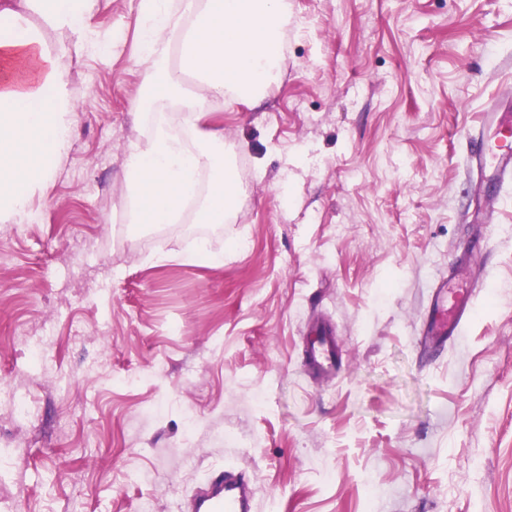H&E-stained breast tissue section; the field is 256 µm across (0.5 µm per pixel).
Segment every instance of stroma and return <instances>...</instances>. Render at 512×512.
Instances as JSON below:
<instances>
[{
  "label": "stroma",
  "mask_w": 512,
  "mask_h": 512,
  "mask_svg": "<svg viewBox=\"0 0 512 512\" xmlns=\"http://www.w3.org/2000/svg\"><path fill=\"white\" fill-rule=\"evenodd\" d=\"M289 4L280 81L205 118L239 147L231 223L136 233L125 156L179 115L135 114L139 0H96L68 153L0 232V512H186L227 467L256 512H512V183L487 226L470 160L478 113L512 115V0ZM465 253L488 285L423 361ZM319 316L344 365L325 383ZM448 277L438 279L431 289L427 314L420 328L419 348L432 358L463 336L474 313L478 288H483L484 271L470 276L466 287L455 292L448 291ZM304 366L315 378H328L340 368L336 337L325 328L318 330V336L304 355Z\"/></svg>",
  "instance_id": "stroma-1"
}]
</instances>
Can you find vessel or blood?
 <instances>
[{
  "label": "vessel or blood",
  "instance_id": "b4317fda",
  "mask_svg": "<svg viewBox=\"0 0 512 512\" xmlns=\"http://www.w3.org/2000/svg\"><path fill=\"white\" fill-rule=\"evenodd\" d=\"M482 126L493 129V140L476 137L472 157L476 162L493 159L494 168L485 185L489 216H496L501 198L499 183L512 178V119L502 113H481ZM483 285L482 276L469 277L465 287L449 291L447 278L438 279L429 296L427 314L420 328L419 348L426 356L442 353L446 345L462 336L475 309V297ZM304 366L316 378L334 376L340 368L337 343L332 332L322 328L304 355ZM257 487L235 468L212 477L192 501L193 512H255Z\"/></svg>",
  "mask_w": 512,
  "mask_h": 512
}]
</instances>
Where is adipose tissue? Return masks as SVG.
Segmentation results:
<instances>
[{
	"label": "adipose tissue",
	"mask_w": 512,
	"mask_h": 512,
	"mask_svg": "<svg viewBox=\"0 0 512 512\" xmlns=\"http://www.w3.org/2000/svg\"><path fill=\"white\" fill-rule=\"evenodd\" d=\"M93 0H20L0 9V222L29 220L38 187L49 181L70 147L67 61L94 41ZM74 34L48 45L30 15ZM288 0H140L135 26L145 100L138 110L179 102L177 128H157L148 147L131 146L124 184L137 205L134 224L171 223L194 195L201 174L210 187L200 219L225 223L238 193L223 137L203 128L206 106L221 100L253 103L280 77ZM194 78L189 96L181 90Z\"/></svg>",
	"instance_id": "1"
}]
</instances>
